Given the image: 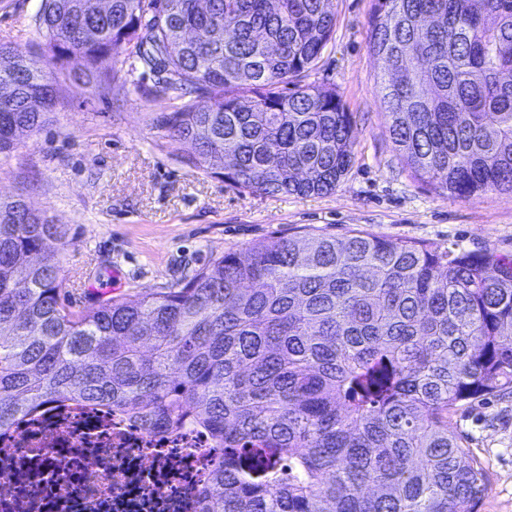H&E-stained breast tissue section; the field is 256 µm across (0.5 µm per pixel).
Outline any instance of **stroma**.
Here are the masks:
<instances>
[{"label": "stroma", "mask_w": 512, "mask_h": 512, "mask_svg": "<svg viewBox=\"0 0 512 512\" xmlns=\"http://www.w3.org/2000/svg\"><path fill=\"white\" fill-rule=\"evenodd\" d=\"M41 0H0V44H40ZM373 0H334L336 28L308 83L335 88L353 117L354 155L327 194L250 193L182 163L156 118L157 74L118 76L94 91L65 81L48 125L0 155V197H19L66 231L63 293L89 310L107 298L189 280L212 255L314 230L488 249L512 256V197L428 191L405 169L379 93L383 67L368 48ZM489 473L478 512H512V396L451 411Z\"/></svg>", "instance_id": "1"}]
</instances>
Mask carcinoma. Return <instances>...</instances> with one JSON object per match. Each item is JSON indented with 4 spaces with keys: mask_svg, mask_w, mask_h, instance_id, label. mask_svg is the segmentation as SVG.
Listing matches in <instances>:
<instances>
[{
    "mask_svg": "<svg viewBox=\"0 0 512 512\" xmlns=\"http://www.w3.org/2000/svg\"><path fill=\"white\" fill-rule=\"evenodd\" d=\"M42 0L74 81L165 73L160 128L251 193L333 191L353 155L333 88L301 83L333 0ZM370 52L411 176L454 198L512 196V0H374ZM0 154L36 136L58 81L0 44ZM65 232L0 198V434L50 400L105 405L149 433L209 432L197 512H477L488 475L448 413L512 394V258L308 232L214 256L187 282L92 310L62 298Z\"/></svg>",
    "mask_w": 512,
    "mask_h": 512,
    "instance_id": "carcinoma-1",
    "label": "carcinoma"
}]
</instances>
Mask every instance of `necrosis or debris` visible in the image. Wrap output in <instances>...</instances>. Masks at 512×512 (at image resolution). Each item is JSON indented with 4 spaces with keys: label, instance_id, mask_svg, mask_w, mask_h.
Masks as SVG:
<instances>
[{
    "label": "necrosis or debris",
    "instance_id": "1",
    "mask_svg": "<svg viewBox=\"0 0 512 512\" xmlns=\"http://www.w3.org/2000/svg\"><path fill=\"white\" fill-rule=\"evenodd\" d=\"M5 435L0 512H190L211 463L201 431L150 434L107 409L46 405Z\"/></svg>",
    "mask_w": 512,
    "mask_h": 512
}]
</instances>
